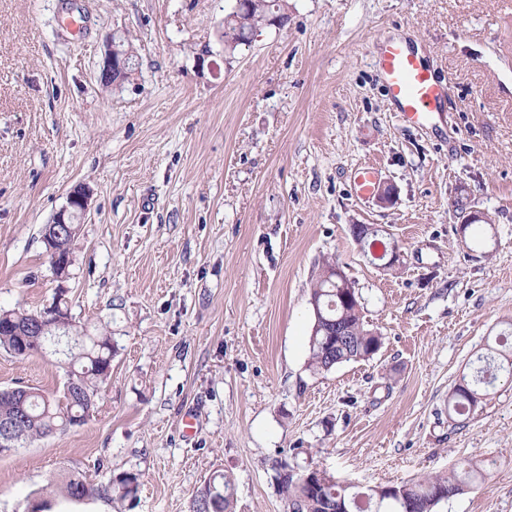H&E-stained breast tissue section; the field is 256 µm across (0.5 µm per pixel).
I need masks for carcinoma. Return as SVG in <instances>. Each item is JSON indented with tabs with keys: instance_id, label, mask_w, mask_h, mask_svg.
I'll use <instances>...</instances> for the list:
<instances>
[{
	"instance_id": "carcinoma-1",
	"label": "carcinoma",
	"mask_w": 512,
	"mask_h": 512,
	"mask_svg": "<svg viewBox=\"0 0 512 512\" xmlns=\"http://www.w3.org/2000/svg\"><path fill=\"white\" fill-rule=\"evenodd\" d=\"M277 7L284 8L282 0H253L249 27L229 14L224 21L225 50L233 52L251 42L250 29L264 25L267 14ZM310 297L318 304L322 316L312 328L309 340L310 369L328 372L345 363L367 361L379 351L382 336L372 334L365 323L356 288H344L340 279L320 273L312 283ZM83 343V352L74 357L68 369L78 378L83 395L57 396L31 389L25 420L12 432L13 447L19 448L65 429L67 419L75 414L88 417L94 411L85 396L97 397L105 382L104 368L112 361V336L107 331L86 333ZM501 372L512 376V346L506 338L499 341V347L488 348L483 365L473 375H461L448 397V411L466 421L474 407L489 395V388ZM273 469L289 512H336L338 502L347 512H433L437 504L461 493L463 484L482 478L484 463L468 459L446 473H429L411 482L367 492L333 475L326 480L314 474L306 479L285 459L275 461ZM139 487L137 473H122L112 480V492L119 500L136 497ZM213 487L214 491L207 495L197 490L193 512H232L231 480L219 475L213 479ZM61 491L74 502H83L97 493L79 473L70 475Z\"/></svg>"
}]
</instances>
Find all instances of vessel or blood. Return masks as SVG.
Returning a JSON list of instances; mask_svg holds the SVG:
<instances>
[{"label":"vessel or blood","instance_id":"obj_1","mask_svg":"<svg viewBox=\"0 0 512 512\" xmlns=\"http://www.w3.org/2000/svg\"><path fill=\"white\" fill-rule=\"evenodd\" d=\"M375 62L401 119L425 124L444 111L448 95L417 51L403 42L388 41L377 46Z\"/></svg>","mask_w":512,"mask_h":512}]
</instances>
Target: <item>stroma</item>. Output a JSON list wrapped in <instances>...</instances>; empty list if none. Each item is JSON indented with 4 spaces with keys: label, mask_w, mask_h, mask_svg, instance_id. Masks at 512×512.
<instances>
[{
    "label": "stroma",
    "mask_w": 512,
    "mask_h": 512,
    "mask_svg": "<svg viewBox=\"0 0 512 512\" xmlns=\"http://www.w3.org/2000/svg\"><path fill=\"white\" fill-rule=\"evenodd\" d=\"M236 0H0V309L49 306L42 229L92 191L66 282L71 316L115 350L81 425L0 454V512L72 472L102 488L52 512H192L213 475L233 512H288L280 459L360 488L444 473L482 481L435 512H512V378L465 424L448 394L512 332V0H287L288 23L228 52ZM137 66L104 89L110 37ZM419 46L449 88L429 127L401 122L374 65ZM372 166L392 201L355 193ZM490 223L458 234L457 198ZM404 254L382 270L350 236ZM330 258L383 336L370 360L308 367L310 280ZM54 357L0 350V388L61 393ZM136 472V499L107 494Z\"/></svg>",
    "instance_id": "stroma-1"
}]
</instances>
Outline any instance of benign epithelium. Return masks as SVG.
<instances>
[{
  "instance_id": "benign-epithelium-1",
  "label": "benign epithelium",
  "mask_w": 512,
  "mask_h": 512,
  "mask_svg": "<svg viewBox=\"0 0 512 512\" xmlns=\"http://www.w3.org/2000/svg\"><path fill=\"white\" fill-rule=\"evenodd\" d=\"M131 53L108 45L105 52L99 80L102 86L109 88L119 85L131 73ZM91 191L84 185L74 186L67 194L66 203L46 224L42 231V240L47 253L53 260L54 275L58 281L57 289H65V282L70 276L73 264L71 242L75 240L79 225L76 218L87 213L90 206ZM10 323L17 324L14 334L26 336L35 340L41 347V352L54 348V353L65 356L79 350L84 332L72 320L68 312L54 307H48L39 314H23V318ZM21 416L0 419V450L9 451L11 448L10 435L17 426Z\"/></svg>"
}]
</instances>
